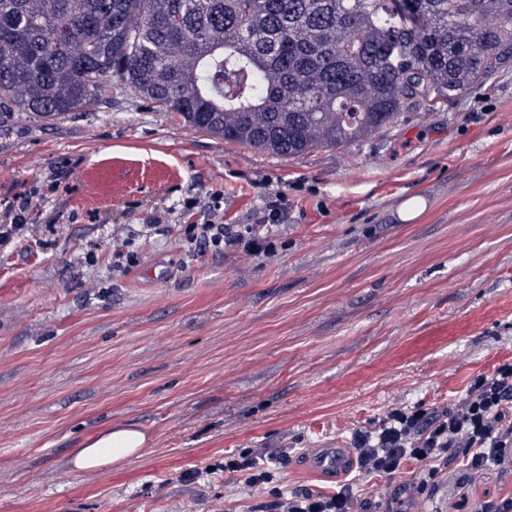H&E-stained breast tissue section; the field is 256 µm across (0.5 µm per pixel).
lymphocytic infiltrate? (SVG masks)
I'll use <instances>...</instances> for the list:
<instances>
[{"mask_svg":"<svg viewBox=\"0 0 512 512\" xmlns=\"http://www.w3.org/2000/svg\"><path fill=\"white\" fill-rule=\"evenodd\" d=\"M187 206L200 214L188 238L196 248L239 245L249 255L269 249L259 232L225 223L219 202L194 198ZM353 451L357 477L331 493L279 486L288 462L282 450L248 448L225 456L224 469L240 474L241 492L254 500L255 512H415L444 476L483 470L512 475V363L474 377L449 406L392 408L371 427L356 430ZM409 463L417 465V474L396 484L388 499L363 496L361 477H392Z\"/></svg>","mask_w":512,"mask_h":512,"instance_id":"f902f5d3","label":"lymphocytic infiltrate"}]
</instances>
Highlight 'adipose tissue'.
I'll return each mask as SVG.
<instances>
[{
    "instance_id": "obj_1",
    "label": "adipose tissue",
    "mask_w": 512,
    "mask_h": 512,
    "mask_svg": "<svg viewBox=\"0 0 512 512\" xmlns=\"http://www.w3.org/2000/svg\"><path fill=\"white\" fill-rule=\"evenodd\" d=\"M147 441V435L137 427L109 425L86 437L69 465L82 473L104 470L138 453Z\"/></svg>"
}]
</instances>
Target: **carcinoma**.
<instances>
[{
  "instance_id": "carcinoma-1",
  "label": "carcinoma",
  "mask_w": 512,
  "mask_h": 512,
  "mask_svg": "<svg viewBox=\"0 0 512 512\" xmlns=\"http://www.w3.org/2000/svg\"><path fill=\"white\" fill-rule=\"evenodd\" d=\"M398 2L0 0V117L48 121L129 96L296 156L512 67V0Z\"/></svg>"
}]
</instances>
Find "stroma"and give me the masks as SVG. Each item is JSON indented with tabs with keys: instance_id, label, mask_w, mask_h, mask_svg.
<instances>
[{
	"instance_id": "1",
	"label": "stroma",
	"mask_w": 512,
	"mask_h": 512,
	"mask_svg": "<svg viewBox=\"0 0 512 512\" xmlns=\"http://www.w3.org/2000/svg\"><path fill=\"white\" fill-rule=\"evenodd\" d=\"M59 186H52V175ZM282 223L259 226L268 194ZM272 243L187 258L198 214ZM30 233L0 249V512H250L207 466L286 448L288 488L333 491L312 455L351 448L395 406L452 403L512 361V69L338 148L275 156L113 98L56 121L0 122V206ZM413 196L426 208L404 222ZM168 212L174 236L142 232ZM130 225L131 245L112 227ZM148 442L124 463L68 464L108 425ZM512 493L489 470L431 512Z\"/></svg>"
}]
</instances>
